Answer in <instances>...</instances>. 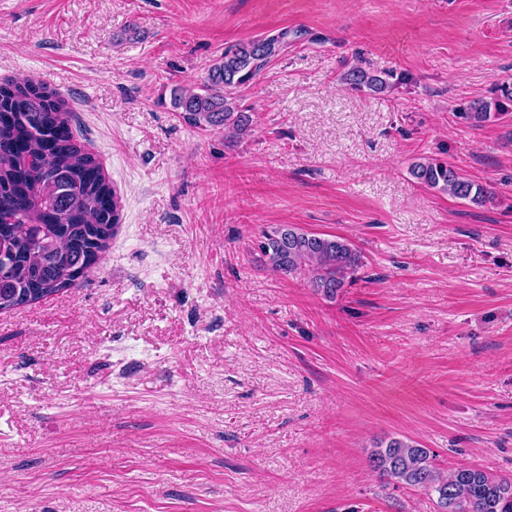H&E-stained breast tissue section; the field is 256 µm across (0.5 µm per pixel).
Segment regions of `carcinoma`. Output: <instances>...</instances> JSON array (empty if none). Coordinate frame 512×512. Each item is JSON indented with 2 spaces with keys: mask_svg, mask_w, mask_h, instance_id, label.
Masks as SVG:
<instances>
[{
  "mask_svg": "<svg viewBox=\"0 0 512 512\" xmlns=\"http://www.w3.org/2000/svg\"><path fill=\"white\" fill-rule=\"evenodd\" d=\"M286 33L224 50L207 84L173 91V107L190 126L249 130L241 88L279 51ZM346 80L380 90L385 81L352 70ZM512 112V82L466 113L486 122ZM62 94L24 77L0 84V312L31 305L79 285L82 268L101 259L120 224V199L99 160L72 131ZM410 174L430 189L481 204L492 191L452 166L424 160ZM269 269L284 278L303 274L334 298L362 265L354 245L335 235L275 224L258 245ZM370 461L389 480L435 493L439 512H512V477L460 467L444 476L434 456L408 439L377 446Z\"/></svg>",
  "mask_w": 512,
  "mask_h": 512,
  "instance_id": "carcinoma-1",
  "label": "carcinoma"
}]
</instances>
